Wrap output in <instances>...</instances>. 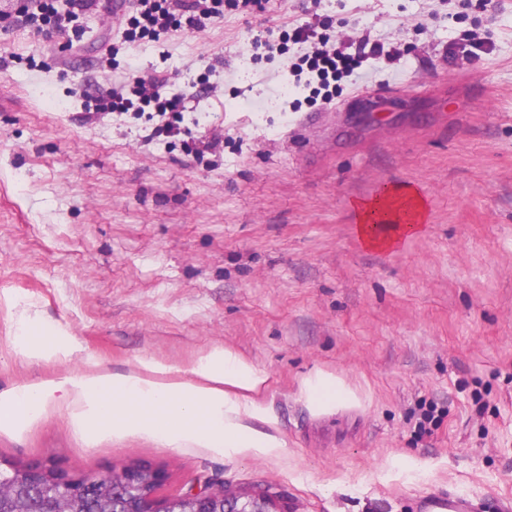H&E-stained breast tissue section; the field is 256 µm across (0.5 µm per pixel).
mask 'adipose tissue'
Returning <instances> with one entry per match:
<instances>
[{"label":"adipose tissue","instance_id":"ef3b65f1","mask_svg":"<svg viewBox=\"0 0 512 512\" xmlns=\"http://www.w3.org/2000/svg\"><path fill=\"white\" fill-rule=\"evenodd\" d=\"M406 199L414 202L417 215H424L423 198L408 185L357 203L358 233L367 247L390 249L420 232V224L399 221ZM171 373L170 366L144 360L132 373L96 367L52 384L13 389L0 394V429L30 425L53 400L82 435L118 439L138 433L173 448L200 444L228 455H269L283 447L269 431L274 418L249 398L267 376L247 359L220 348L196 362L191 378L175 380Z\"/></svg>","mask_w":512,"mask_h":512}]
</instances>
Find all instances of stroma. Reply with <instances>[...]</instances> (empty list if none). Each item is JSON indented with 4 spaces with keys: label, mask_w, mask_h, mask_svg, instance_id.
Instances as JSON below:
<instances>
[{
    "label": "stroma",
    "mask_w": 512,
    "mask_h": 512,
    "mask_svg": "<svg viewBox=\"0 0 512 512\" xmlns=\"http://www.w3.org/2000/svg\"><path fill=\"white\" fill-rule=\"evenodd\" d=\"M368 37L332 99L289 71L293 27ZM103 9L66 32L0 27V392L96 361L189 371L215 347L268 376L285 446L227 457L75 433L57 412L0 430V460L272 487L291 512H418L448 492L512 503V0H270L204 31L121 42ZM492 49L470 63L460 43ZM118 55H111L113 45ZM186 94L160 118L85 105L118 72ZM207 97H197L202 86ZM312 116L304 129L294 119ZM418 187L423 231L361 241L354 201ZM74 346L29 359L25 326ZM319 378L342 396L311 391Z\"/></svg>",
    "instance_id": "35a3bbf8"
}]
</instances>
